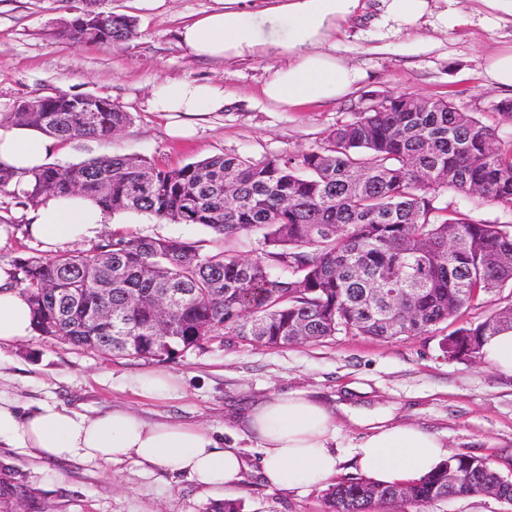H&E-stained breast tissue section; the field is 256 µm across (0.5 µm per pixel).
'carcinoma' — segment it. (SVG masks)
<instances>
[{"mask_svg":"<svg viewBox=\"0 0 512 512\" xmlns=\"http://www.w3.org/2000/svg\"><path fill=\"white\" fill-rule=\"evenodd\" d=\"M99 24L68 23L72 44L110 47L135 36V20L97 10ZM403 98L356 112L300 154L258 159L224 152L179 168L110 155L50 164L27 184L0 168V189L37 203L82 194L112 212H137L200 225L215 247L181 238L112 233L81 252L12 261L14 286L32 307L35 333L144 361L180 357L223 336L254 346L318 342L344 331L379 340L416 336L512 286V224L480 223L435 201L453 190L512 209V136L449 100L406 112ZM37 112L0 113V123L40 129L62 141L109 139L131 121L112 99L56 93ZM257 244L259 255L241 256ZM111 292L117 320L100 308ZM415 288L401 309L389 294ZM179 303L160 324L157 299ZM512 329V306L444 338L451 359H482L487 338ZM166 340L159 341L157 337ZM501 471L485 457L456 453L433 473L393 487L351 477L329 488L325 512H378L480 492L499 494Z\"/></svg>","mask_w":512,"mask_h":512,"instance_id":"obj_1","label":"carcinoma"}]
</instances>
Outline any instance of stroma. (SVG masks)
<instances>
[{"instance_id":"1","label":"stroma","mask_w":512,"mask_h":512,"mask_svg":"<svg viewBox=\"0 0 512 512\" xmlns=\"http://www.w3.org/2000/svg\"><path fill=\"white\" fill-rule=\"evenodd\" d=\"M224 0H104L103 9L133 17L137 36L109 48L73 45L58 36L73 19L75 0H0V112L23 101L58 92L111 98L131 122L109 140L58 143L51 163L75 165L105 155H137L176 168L234 151L259 158L301 152L315 145L337 122L351 119L366 94L408 93L447 99L488 125H499L496 103L511 90L484 78L485 58L512 46V24L494 26L474 15L472 0H459L466 25L448 32L425 29V41L409 48L405 35L358 21L338 34L331 51L366 73L346 98L281 110L261 94L265 60L221 63L192 56L177 40L183 24L221 8ZM181 80L223 86V111L198 119L195 133L175 138L169 119L151 111L149 100L163 85ZM501 135L512 126L499 125ZM27 208L0 191V267L18 257L49 258L58 251L89 249L91 240L47 246L26 231ZM120 231L142 236L209 239L203 227L160 222L149 216L123 217ZM105 225V233H112ZM446 326L417 336L378 340L339 333L318 342L258 347L225 338L161 364L129 356H105L59 340L31 336L0 349V391L24 403L47 402L87 414L125 406L149 421L175 420L216 430L230 425L236 410L268 394L298 390L336 405L373 412L438 434L449 452L472 453L494 466L512 464V376L484 362L449 359L442 348ZM164 369L176 377L169 398L137 393L134 379ZM327 485L293 491L268 488L258 478L205 489L187 476L146 469L127 461L44 462L21 448L0 446V512H207L227 499L242 512H323ZM383 512H512L486 495L405 504Z\"/></svg>"}]
</instances>
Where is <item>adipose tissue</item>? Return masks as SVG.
<instances>
[{"mask_svg":"<svg viewBox=\"0 0 512 512\" xmlns=\"http://www.w3.org/2000/svg\"><path fill=\"white\" fill-rule=\"evenodd\" d=\"M458 0H224L223 8L184 25L180 43L196 57L211 61L266 59L275 66L262 87L273 106L297 109L352 94L363 72L330 52L336 34L372 15L376 26L418 37L424 26L444 31L458 27ZM155 112H173L175 134H191L192 117L224 108L221 86L179 81L162 86L149 102ZM55 138L31 127L0 125V164L17 177L30 178L47 163ZM28 232L47 243L96 236L111 223V212L80 195L55 196L32 209ZM31 309L0 269V345L33 336ZM336 408L302 391L273 393L239 412L237 431L259 451L250 469L236 444L204 426L177 421L150 423L127 408L95 415L51 404L20 410L0 394V444L25 448L45 461L120 463L132 460L148 468L184 474L205 488L244 481L255 472L266 486L292 490L320 484L339 472L336 446L340 424ZM359 430L350 456L361 477L374 483L404 485L434 472L448 450L436 434L397 420L394 412H350Z\"/></svg>","mask_w":512,"mask_h":512,"instance_id":"1","label":"adipose tissue"}]
</instances>
